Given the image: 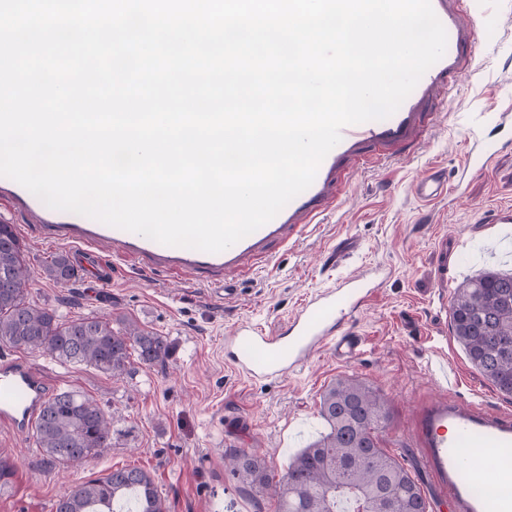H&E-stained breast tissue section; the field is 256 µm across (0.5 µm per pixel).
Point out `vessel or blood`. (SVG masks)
<instances>
[{
	"label": "vessel or blood",
	"mask_w": 512,
	"mask_h": 512,
	"mask_svg": "<svg viewBox=\"0 0 512 512\" xmlns=\"http://www.w3.org/2000/svg\"><path fill=\"white\" fill-rule=\"evenodd\" d=\"M431 3L447 33L449 45L443 57L423 74L394 114L343 127L340 142L320 163L311 186L270 222L222 252L163 245L49 208L5 177H0V196L21 207L45 239L91 247L110 245L140 265L230 286L235 278L256 273L272 260L276 249L294 243L308 224L334 212L354 172L371 157L397 154L403 145L416 143L426 134L434 108L446 103L459 78L470 69L479 36L476 23L469 20L475 11L474 0ZM413 193L419 200L434 201L447 196L448 182L440 170L433 169L414 181ZM387 275L386 268L375 266L360 277L340 280L311 297L275 333L247 321L239 323L224 338L227 364L247 380L259 382L299 369L314 350L325 346L339 361L356 359L364 352L366 339L345 323ZM428 370L443 393L421 409L414 422L413 445L419 448L435 489L447 498L451 512H512V418L452 400L458 378L447 361H430ZM49 397L47 382L31 366L0 360V427L24 434ZM472 467L490 476L492 492L478 497L460 482V473Z\"/></svg>",
	"instance_id": "vessel-or-blood-1"
}]
</instances>
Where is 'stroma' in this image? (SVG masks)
Returning a JSON list of instances; mask_svg holds the SVG:
<instances>
[{"label": "stroma", "mask_w": 512, "mask_h": 512, "mask_svg": "<svg viewBox=\"0 0 512 512\" xmlns=\"http://www.w3.org/2000/svg\"><path fill=\"white\" fill-rule=\"evenodd\" d=\"M489 9V17L477 20L474 64L425 141L360 170L338 211L308 227L257 275L238 280L231 295L141 269L108 249L59 247L27 231V216L0 202V222L15 225L29 248L33 301L57 308L65 319L102 313L129 318L172 346L165 366H140L118 377L9 349L53 392L96 400L112 417V439L81 467L54 468L33 435L0 429V458L15 464L9 484L0 488V512H54L69 485L121 467L148 472L169 512H274L266 494L231 479L224 455L257 453L269 471L282 475L290 459L325 432L320 395L340 377L359 379L385 396L391 418L383 448L418 482L428 512H450L411 442L415 410L439 392L428 360L447 359L457 371L453 398L512 416V399L472 367L453 338L448 308L433 297L440 277L454 289L487 268L512 270V223L500 221L512 211V0H491ZM479 139L495 152L484 171L472 172L465 159ZM431 168L446 174L448 195L424 203L412 183ZM343 241L351 245L347 258L330 265L328 255ZM61 248L80 269V280L69 288L39 275ZM375 265L386 267L389 277L347 323L367 340L357 359L339 362L324 348L302 368L260 383L226 364L224 338L238 322L280 330L337 278Z\"/></svg>", "instance_id": "obj_1"}]
</instances>
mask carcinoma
<instances>
[{
	"instance_id": "carcinoma-1",
	"label": "carcinoma",
	"mask_w": 512,
	"mask_h": 512,
	"mask_svg": "<svg viewBox=\"0 0 512 512\" xmlns=\"http://www.w3.org/2000/svg\"><path fill=\"white\" fill-rule=\"evenodd\" d=\"M45 279L69 286L80 279L70 257L55 254ZM33 272L26 246L13 224H0V344L39 351L121 376L134 364L162 365L168 340L127 320L88 315L62 320L55 309L29 299ZM455 340L472 366L506 397H512V273L483 270L456 289L450 310ZM327 431L301 449L278 480L264 459L237 451L227 455L231 476L245 487L270 491L276 512H361L368 505L387 512H427L408 471L381 448L378 433L390 420L385 399L365 383L338 378L320 396ZM34 438L49 464L75 466L111 443L110 415L93 399L62 391L47 400ZM167 512L152 476L138 468L114 469L78 482L61 496L55 512Z\"/></svg>"
}]
</instances>
